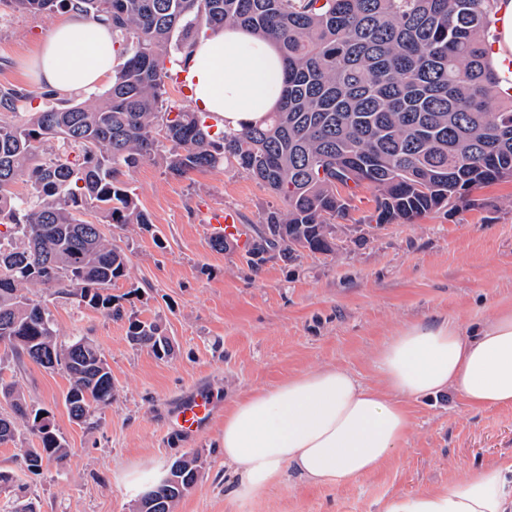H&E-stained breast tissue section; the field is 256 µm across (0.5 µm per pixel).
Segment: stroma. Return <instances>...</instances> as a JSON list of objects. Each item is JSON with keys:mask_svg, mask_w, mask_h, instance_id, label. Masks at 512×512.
Masks as SVG:
<instances>
[{"mask_svg": "<svg viewBox=\"0 0 512 512\" xmlns=\"http://www.w3.org/2000/svg\"><path fill=\"white\" fill-rule=\"evenodd\" d=\"M57 19L0 5V88L32 92L29 112L45 101L24 61ZM129 181L155 232L115 231L130 263L128 279L111 293L141 318H161L176 355L158 359L129 343L124 323L30 288V297L51 310L60 340L88 337L106 356L117 389L112 405L90 423H75L64 404L67 376L30 362L16 367L0 346V378L18 381L28 400L50 411L70 450L64 465H45L34 475L15 460L18 447L35 445L33 435L24 430L17 444L0 445V469L15 474L37 512H131L141 480L188 451L201 454L205 468L176 512H380L392 496L462 482L477 467L512 464V406L474 410L453 393L407 400V443L379 470L341 485L292 477L239 502L225 491L230 476L217 448L224 410L239 396L327 366L374 385L373 357L403 324L450 318L467 330L512 306V182L380 229L368 226L374 191L362 189L335 260L276 259L253 272L239 252L211 248L202 211L221 205L240 223H258L280 200L255 179L230 167L174 176L158 156ZM196 388L209 390L215 412L207 428L187 438L169 417Z\"/></svg>", "mask_w": 512, "mask_h": 512, "instance_id": "1", "label": "stroma"}]
</instances>
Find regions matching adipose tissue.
<instances>
[{
    "label": "adipose tissue",
    "mask_w": 512,
    "mask_h": 512,
    "mask_svg": "<svg viewBox=\"0 0 512 512\" xmlns=\"http://www.w3.org/2000/svg\"><path fill=\"white\" fill-rule=\"evenodd\" d=\"M118 62L110 27L71 11L25 61L34 80L60 94L93 90ZM204 121L224 133L259 123L278 105L285 65L276 45L227 26L201 35L174 61ZM383 388L341 368L303 371L236 399L224 413L221 448L246 501L295 476L341 484L378 470L405 442L406 399L452 392L474 409L512 406V309L462 333L454 321L399 328L377 351ZM381 512H512V466L480 467L447 488L396 495Z\"/></svg>",
    "instance_id": "obj_1"
}]
</instances>
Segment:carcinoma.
Returning a JSON list of instances; mask_svg holds the SVG:
<instances>
[{
    "mask_svg": "<svg viewBox=\"0 0 512 512\" xmlns=\"http://www.w3.org/2000/svg\"><path fill=\"white\" fill-rule=\"evenodd\" d=\"M32 14L77 10L112 25L118 64L101 101L54 102L22 112L31 95L0 88V343L20 365L60 369L65 406L85 423L116 389L101 352L84 336L58 339L51 311L24 287L41 286L127 325L133 345L160 359L175 351L158 318L143 320L109 293L129 257L105 232L153 234L125 176L164 153L184 176L231 166L282 201L245 225L242 250L258 271L274 259L334 258L344 249L336 219L356 191H376L370 221L408 224L495 181L512 180V98L498 107L489 62L499 0H0ZM241 26L275 41L285 61L283 98L261 123L236 135L210 131L197 112L167 98L179 79L168 64L204 29ZM29 187L25 196L15 186ZM94 210L101 219L82 218ZM11 413L0 445L20 428L38 439L20 464L39 472L68 456L50 412L18 382H0ZM205 460L186 453L137 499L133 512H174Z\"/></svg>",
    "mask_w": 512,
    "mask_h": 512,
    "instance_id": "obj_1",
    "label": "carcinoma"
}]
</instances>
